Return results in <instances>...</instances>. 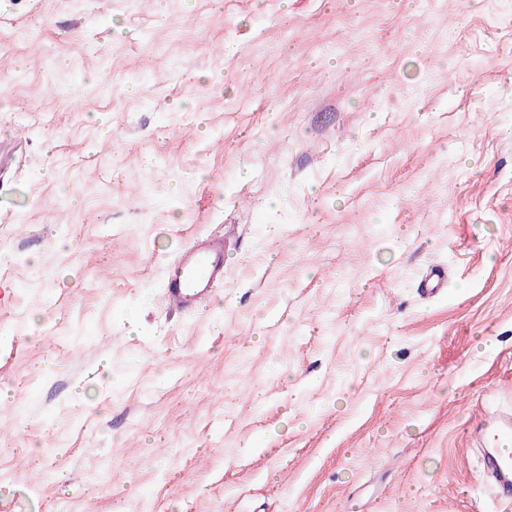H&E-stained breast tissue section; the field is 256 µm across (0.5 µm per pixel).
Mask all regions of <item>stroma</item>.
<instances>
[{"label":"stroma","mask_w":512,"mask_h":512,"mask_svg":"<svg viewBox=\"0 0 512 512\" xmlns=\"http://www.w3.org/2000/svg\"><path fill=\"white\" fill-rule=\"evenodd\" d=\"M1 81L0 512H512V0H0ZM223 280L224 240L198 237L167 267L165 305L172 311H200ZM448 273L441 266H431L422 276L419 287L426 295H434L439 292L447 282ZM471 441L482 453L480 481L487 483L500 501L512 503V453L505 455L500 450L512 445V410L488 409L472 430Z\"/></svg>","instance_id":"1"}]
</instances>
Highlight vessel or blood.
<instances>
[{
    "mask_svg": "<svg viewBox=\"0 0 512 512\" xmlns=\"http://www.w3.org/2000/svg\"><path fill=\"white\" fill-rule=\"evenodd\" d=\"M448 273L440 266L430 267L419 287L423 294L439 292ZM224 279V242L208 236L195 239L167 268L164 302L173 311L196 312L213 297L215 286ZM474 447L480 448L481 482L487 483L496 498L512 502V410H487L483 420L471 433Z\"/></svg>",
    "mask_w": 512,
    "mask_h": 512,
    "instance_id": "b4317fda",
    "label": "vessel or blood"
}]
</instances>
